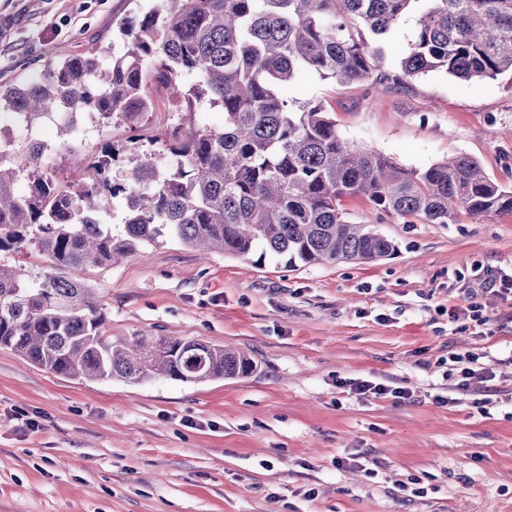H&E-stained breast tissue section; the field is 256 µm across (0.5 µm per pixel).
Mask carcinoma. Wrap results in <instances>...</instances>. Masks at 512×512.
Listing matches in <instances>:
<instances>
[{
    "label": "carcinoma",
    "instance_id": "1",
    "mask_svg": "<svg viewBox=\"0 0 512 512\" xmlns=\"http://www.w3.org/2000/svg\"><path fill=\"white\" fill-rule=\"evenodd\" d=\"M417 35L396 66L385 41L410 12ZM126 51L104 69L94 53L45 67L32 81L0 85V124L37 119L61 105L97 108L132 132L92 157L76 155L73 186L43 164L41 147L0 153V250L34 247L35 275L0 264V346L52 374L140 383L205 382L254 373L242 351L179 338L105 335L102 307L76 277L87 266L131 257L174 239L201 255L271 256L291 268L383 260L395 243L342 209L359 196L380 214L414 224H454L512 212V190L460 154L426 167L351 145L320 102L298 97L304 76L394 89L430 72L457 78L512 77V0H161L124 29ZM196 74L187 86L182 78ZM161 83L195 112L207 100L220 127L181 123L144 133ZM163 142L177 165L162 168ZM129 168L122 183L112 171ZM29 192L18 196L16 181ZM123 191L120 224L99 209Z\"/></svg>",
    "mask_w": 512,
    "mask_h": 512
}]
</instances>
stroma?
I'll use <instances>...</instances> for the list:
<instances>
[{
	"instance_id": "stroma-1",
	"label": "stroma",
	"mask_w": 512,
	"mask_h": 512,
	"mask_svg": "<svg viewBox=\"0 0 512 512\" xmlns=\"http://www.w3.org/2000/svg\"><path fill=\"white\" fill-rule=\"evenodd\" d=\"M150 0H0V83L122 51ZM341 136L408 167L467 154L512 189V79L432 72L371 94L311 75ZM343 207L396 254L284 267L180 242L78 272L109 336H169L248 354L247 377L201 383L52 374L0 347V512H512V213L407 224L360 198ZM487 318L477 325L471 304ZM493 378L457 389L451 354ZM359 379L408 399L366 397ZM37 428H29V421ZM364 453L368 472L337 466ZM415 484L423 497L406 499Z\"/></svg>"
}]
</instances>
